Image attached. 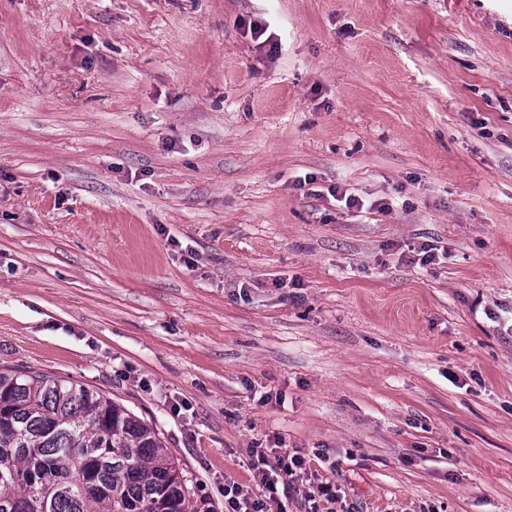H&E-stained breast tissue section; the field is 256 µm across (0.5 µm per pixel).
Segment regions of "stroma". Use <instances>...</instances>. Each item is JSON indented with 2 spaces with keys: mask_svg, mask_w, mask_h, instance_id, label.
<instances>
[{
  "mask_svg": "<svg viewBox=\"0 0 512 512\" xmlns=\"http://www.w3.org/2000/svg\"><path fill=\"white\" fill-rule=\"evenodd\" d=\"M0 367L207 512H512V0H0ZM268 452L274 454L276 466H271V469L277 468L281 472L283 490L287 496V493L294 488V482L298 473L301 470H305L306 460L297 451L291 454L287 448H250L251 456L257 458V464L256 462L253 464L254 468L256 467L255 477L265 485L271 484L266 469L262 467V465L268 466ZM283 508L279 499L273 495H270L267 501L255 498L239 484L233 483L224 487L225 512H284Z\"/></svg>",
  "mask_w": 512,
  "mask_h": 512,
  "instance_id": "1",
  "label": "stroma"
}]
</instances>
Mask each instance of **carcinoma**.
Masks as SVG:
<instances>
[{
	"instance_id": "1",
	"label": "carcinoma",
	"mask_w": 512,
	"mask_h": 512,
	"mask_svg": "<svg viewBox=\"0 0 512 512\" xmlns=\"http://www.w3.org/2000/svg\"><path fill=\"white\" fill-rule=\"evenodd\" d=\"M0 512H196L154 428L104 394L0 369Z\"/></svg>"
}]
</instances>
